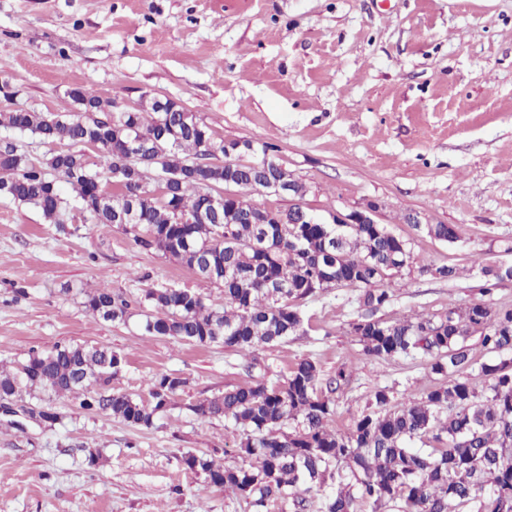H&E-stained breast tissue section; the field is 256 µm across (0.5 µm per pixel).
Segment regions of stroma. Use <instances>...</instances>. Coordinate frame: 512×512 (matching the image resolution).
<instances>
[{
    "label": "stroma",
    "mask_w": 512,
    "mask_h": 512,
    "mask_svg": "<svg viewBox=\"0 0 512 512\" xmlns=\"http://www.w3.org/2000/svg\"><path fill=\"white\" fill-rule=\"evenodd\" d=\"M77 86L123 107L170 98L215 138L275 147L315 213L376 204L377 221L416 258L390 279L378 318L437 319L477 301L512 311V280L487 294L482 273L512 265V0H0V111L74 114ZM414 211L456 225L463 244L406 223ZM441 265L458 277L433 276ZM102 286L134 302L150 288H189L224 305L222 289L143 247L128 226L77 211L49 224L0 197V367L88 343L124 356L114 390L146 401L155 376L183 381L149 428L69 398L8 399L0 512H289L185 466L189 452L233 464L243 439L194 406L309 358L322 376L351 372L328 421L344 432L376 386L397 405L443 381L424 353H364L350 327L364 311L355 288L307 298L287 341L236 352L145 334L137 313L103 320L83 304ZM35 405L55 421L30 418Z\"/></svg>",
    "instance_id": "35a3bbf8"
}]
</instances>
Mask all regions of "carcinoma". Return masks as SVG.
Listing matches in <instances>:
<instances>
[{
	"label": "carcinoma",
	"mask_w": 512,
	"mask_h": 512,
	"mask_svg": "<svg viewBox=\"0 0 512 512\" xmlns=\"http://www.w3.org/2000/svg\"><path fill=\"white\" fill-rule=\"evenodd\" d=\"M71 97L78 115L49 116L24 108L0 112V127L44 141L98 148L100 165L68 149L34 161L11 141L0 143V196L37 209L51 224H63L81 205L98 224H110L129 206L132 187L141 189L131 229L146 248L173 258L224 289V308L208 307L200 293L185 299L172 288L148 289L139 305L144 331L188 344H222L242 351L271 346L303 324L299 303L324 288L361 291L369 314L352 322L366 354L391 359L423 351L433 373L448 378L419 400L391 406V392L378 386L371 407L348 431L327 428L330 394L348 380L336 369L326 388L320 370L305 358L286 379L259 380L226 390L195 407L204 418H229L244 439L234 464L214 465L188 453L190 470L211 483L239 492L255 503L281 501L292 512H512V312L498 313L484 302L448 310L439 319L419 317L395 323L374 318L390 302L387 281L412 267L409 242L383 224H280L266 213L258 224L245 193L262 192L277 169L239 164L238 201L220 223L182 224L177 210L196 211L208 185L224 187L226 142L216 140L201 120L184 123L180 112H160L150 103L121 112L116 102L76 86ZM142 134L147 151L130 156L132 135ZM219 163L208 164L206 160ZM50 167L54 174L44 172ZM178 175L167 198L151 195L150 183ZM74 192L69 198L61 184ZM430 237L462 242L452 224H427ZM286 284L272 292L269 285ZM85 307L104 320L124 321L131 304L107 287L86 294ZM478 331L484 349L497 358L480 364L489 393L469 382L474 361L463 345ZM115 352L104 346L65 345L33 352L13 370H0V399L22 393L31 398L81 394L79 407L132 425L148 427L171 402L183 381L162 375L151 380L145 402L115 392L105 367ZM295 423L293 432H281ZM426 444L415 447L416 442Z\"/></svg>",
	"instance_id": "1"
}]
</instances>
